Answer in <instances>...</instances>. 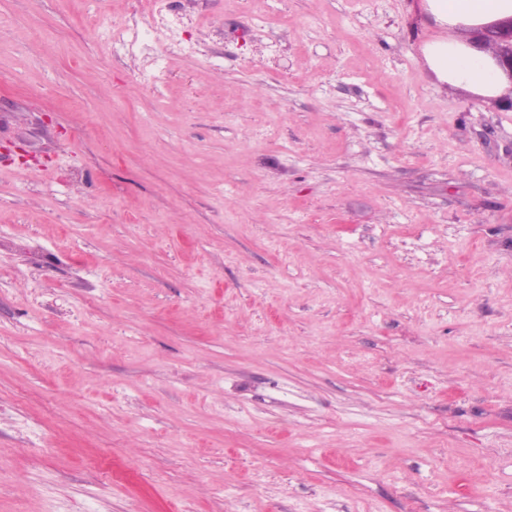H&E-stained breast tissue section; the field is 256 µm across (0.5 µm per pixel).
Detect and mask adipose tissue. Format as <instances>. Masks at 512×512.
Here are the masks:
<instances>
[{
    "label": "adipose tissue",
    "instance_id": "1",
    "mask_svg": "<svg viewBox=\"0 0 512 512\" xmlns=\"http://www.w3.org/2000/svg\"><path fill=\"white\" fill-rule=\"evenodd\" d=\"M421 7L446 31L423 49L437 79L485 97L500 96L508 84L505 75L489 53L468 45L460 31L512 17V0H422Z\"/></svg>",
    "mask_w": 512,
    "mask_h": 512
}]
</instances>
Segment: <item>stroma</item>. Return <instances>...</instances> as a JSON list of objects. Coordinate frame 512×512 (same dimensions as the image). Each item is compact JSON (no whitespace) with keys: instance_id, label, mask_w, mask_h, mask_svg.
<instances>
[{"instance_id":"1","label":"stroma","mask_w":512,"mask_h":512,"mask_svg":"<svg viewBox=\"0 0 512 512\" xmlns=\"http://www.w3.org/2000/svg\"><path fill=\"white\" fill-rule=\"evenodd\" d=\"M141 2L0 0V512H512V108L420 0ZM148 18L154 25L167 30L175 38L182 27V18L164 0H149Z\"/></svg>"}]
</instances>
